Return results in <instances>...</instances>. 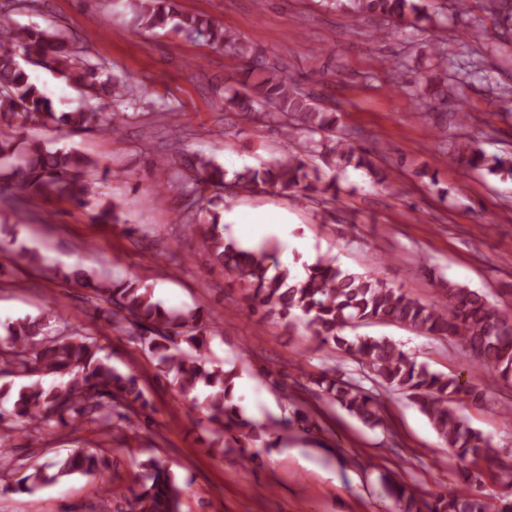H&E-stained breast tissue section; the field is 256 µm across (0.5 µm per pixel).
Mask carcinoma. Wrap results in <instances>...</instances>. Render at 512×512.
Here are the masks:
<instances>
[{"instance_id": "obj_1", "label": "carcinoma", "mask_w": 512, "mask_h": 512, "mask_svg": "<svg viewBox=\"0 0 512 512\" xmlns=\"http://www.w3.org/2000/svg\"><path fill=\"white\" fill-rule=\"evenodd\" d=\"M176 0H126L135 24L161 27L185 37L204 36L212 45L241 59L243 79L224 88V112L277 127L294 150L269 166L245 168L232 173L214 158L180 157L178 176L157 184L159 198L169 190L184 197L185 228L201 236L211 260L224 267L249 288L250 309L278 312L299 319L312 328L317 348L339 350L368 367L377 388L343 379L326 369L311 378L317 390L361 422L382 423L380 391H404L428 418L438 437L457 459L478 466L476 450L482 435L470 428L455 403L464 397L483 399L485 391L461 380V375L431 371L412 360L386 337L349 335L346 330L370 323H395L425 336L458 341L466 365H477L500 380L512 379V315L501 312L487 294L448 281L442 300L424 304L374 274L349 272L331 257L304 267L298 279L280 267L275 255L245 250L224 238L218 216L210 215L209 193L215 188L236 194L267 190L295 203L322 198L336 200L339 186L326 180L315 157L366 169L375 182L388 174L376 169L367 151L352 141L356 131L338 127L336 113L321 106L314 95L292 86L291 79L275 61L263 58L236 32L195 15L179 13ZM349 15L357 25L381 18L393 23L375 36L386 40L399 24L425 27L436 23L426 0H348ZM490 13L504 27L512 26V0H489ZM51 71L70 86L83 89L90 103L74 111L58 112L52 100L30 75L29 67ZM420 97L431 109L448 102V85L424 76ZM126 77H101L97 66L83 55V47L58 29L18 32L11 15L0 12V125L19 122L56 131L99 127L111 134L118 130L103 103L132 93ZM450 163H464L502 181L512 180V152L488 155L480 149L466 156H451ZM97 164L74 148L50 150L41 141L0 139V194L17 205L31 195L62 196L71 203L94 205L92 220L121 224V206L112 200L95 199ZM66 282L92 290L96 313L112 330L124 335L154 362L176 395L191 399L213 425L214 444L234 448L252 438L254 425L233 403L236 371L211 364L208 358V318L200 309H173L155 300L152 289L138 277L109 278L82 269L55 272ZM52 317L25 318L8 327L0 340V377L26 379L17 390L0 385V423L10 422L27 435L66 425L77 431L86 426L112 438L135 429L149 406L136 376L124 374L102 354L96 337L78 332L66 334L51 328ZM205 390L202 402L190 398ZM138 487L131 491L130 512H181L183 488L169 468L156 457L142 463ZM495 471L503 491L488 499L484 494H439L434 501L420 502L403 483L382 476L397 512H512V463L498 458L486 461ZM99 473L97 455L86 451L61 455L49 463L33 464L16 480V490L33 494L46 485L73 475Z\"/></svg>"}]
</instances>
